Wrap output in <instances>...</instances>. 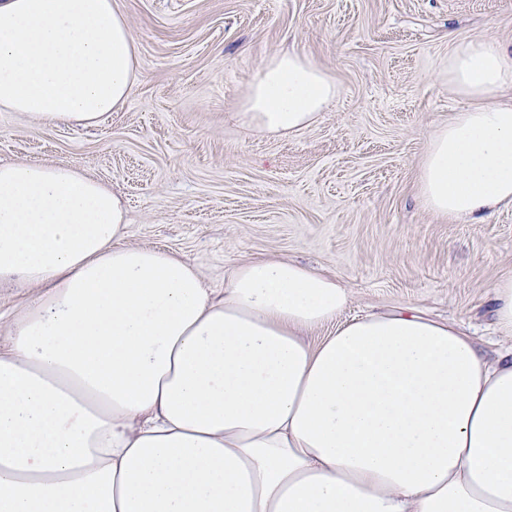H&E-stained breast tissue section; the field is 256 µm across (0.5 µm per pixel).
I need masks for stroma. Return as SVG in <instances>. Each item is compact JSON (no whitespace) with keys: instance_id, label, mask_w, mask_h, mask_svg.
<instances>
[{"instance_id":"stroma-1","label":"stroma","mask_w":512,"mask_h":512,"mask_svg":"<svg viewBox=\"0 0 512 512\" xmlns=\"http://www.w3.org/2000/svg\"><path fill=\"white\" fill-rule=\"evenodd\" d=\"M139 74L95 126L0 110V164L68 163L110 184L126 241L182 256L223 288L235 266L287 257L351 293L341 320L413 306L469 330L490 357L491 287L512 273V205L451 223L425 208L421 156L467 103L454 41L512 48V0H112ZM340 93L311 127L274 137L237 118L286 50Z\"/></svg>"}]
</instances>
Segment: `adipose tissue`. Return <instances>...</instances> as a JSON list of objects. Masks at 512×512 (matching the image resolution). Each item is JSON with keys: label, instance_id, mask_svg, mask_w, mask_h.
<instances>
[{"label": "adipose tissue", "instance_id": "adipose-tissue-1", "mask_svg": "<svg viewBox=\"0 0 512 512\" xmlns=\"http://www.w3.org/2000/svg\"><path fill=\"white\" fill-rule=\"evenodd\" d=\"M137 69L112 0H0V109L93 124ZM448 84L470 105L430 136L419 193L479 221L512 203V52L458 42ZM336 94L290 51L239 118L292 135ZM125 228L79 168L0 165V288L39 291L0 327V512H512V357L412 307L340 321L348 289L292 259L217 292Z\"/></svg>", "mask_w": 512, "mask_h": 512}]
</instances>
